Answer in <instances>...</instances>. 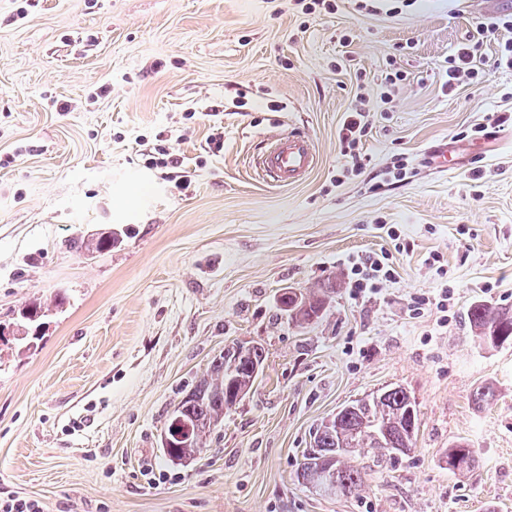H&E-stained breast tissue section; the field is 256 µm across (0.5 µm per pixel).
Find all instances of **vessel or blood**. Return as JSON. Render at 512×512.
I'll use <instances>...</instances> for the list:
<instances>
[{"label": "vessel or blood", "mask_w": 512, "mask_h": 512, "mask_svg": "<svg viewBox=\"0 0 512 512\" xmlns=\"http://www.w3.org/2000/svg\"><path fill=\"white\" fill-rule=\"evenodd\" d=\"M317 164L314 146L302 133L272 141L256 161L263 178L275 186H288L303 180Z\"/></svg>", "instance_id": "vessel-or-blood-1"}]
</instances>
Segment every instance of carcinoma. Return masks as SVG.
I'll return each mask as SVG.
<instances>
[{"label":"carcinoma","mask_w":512,"mask_h":512,"mask_svg":"<svg viewBox=\"0 0 512 512\" xmlns=\"http://www.w3.org/2000/svg\"><path fill=\"white\" fill-rule=\"evenodd\" d=\"M115 240L112 233L104 232L89 241L77 240L74 247L80 251L104 253L111 250ZM335 288L336 284L329 279L310 294L301 296L300 315L291 321L302 329L316 324ZM65 303L66 298L58 293L49 304L34 301L25 305L14 322V340L28 349L33 347L39 339L33 327L50 307L62 308ZM469 322L473 336L485 346L498 348L512 343V307L476 304L470 310ZM265 359V350L255 345L249 348L227 346L214 356L206 375L194 383L169 415L164 432L172 436L173 445L163 449L164 455L171 461H181L201 454L207 447L208 438L224 423V411L233 403L227 369L235 368L237 389L246 395L256 382L249 374L248 365ZM418 430V405L414 401L406 402L402 387L391 388L383 400L369 394L356 400L354 410L342 416L336 429L330 432L315 430L314 445L304 452L297 477L301 478V483L316 487L306 459L312 453L328 456L336 469L335 494H358L365 490L368 481V473L358 460L369 452L404 455L406 450L414 447Z\"/></svg>","instance_id":"1"}]
</instances>
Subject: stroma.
Segmentation results:
<instances>
[{
    "mask_svg": "<svg viewBox=\"0 0 512 512\" xmlns=\"http://www.w3.org/2000/svg\"><path fill=\"white\" fill-rule=\"evenodd\" d=\"M332 4L307 15L295 0H0V326L33 300L67 297L34 348L0 340V501L512 512V346L483 347L467 319L478 302L512 306V71L495 68L492 35L484 78L441 88L444 60L486 17L480 0ZM396 71L404 81L386 87ZM105 83L110 95L95 96ZM360 95L370 112L356 172L339 132ZM294 130L318 164L268 185L249 161ZM489 137L492 151L468 163ZM159 143L188 189L147 167L141 149ZM444 143L466 166L434 169ZM108 231L120 235L108 252L70 246ZM382 253L394 279L355 293L348 259ZM328 277L338 288L322 319L297 327L279 291ZM232 344L265 349L255 385L203 454L168 460L171 411ZM485 384L495 398L475 404ZM393 386L420 411L411 452L361 459L356 496L300 484L317 426ZM456 443L476 450L470 475L448 469Z\"/></svg>",
    "mask_w": 512,
    "mask_h": 512,
    "instance_id": "stroma-1",
    "label": "stroma"
}]
</instances>
